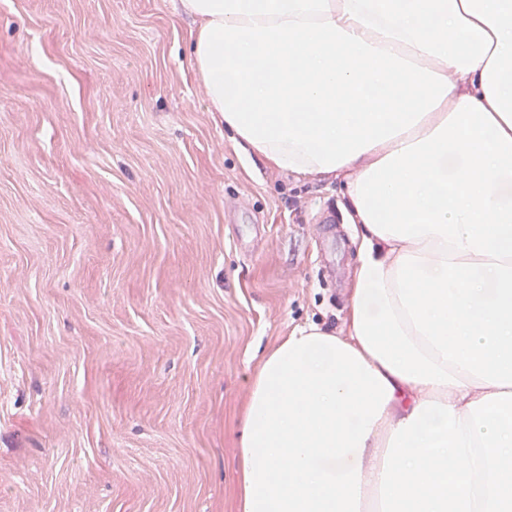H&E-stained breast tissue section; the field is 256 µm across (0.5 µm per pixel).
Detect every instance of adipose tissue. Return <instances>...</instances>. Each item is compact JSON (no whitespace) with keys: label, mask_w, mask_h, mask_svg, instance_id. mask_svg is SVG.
<instances>
[{"label":"adipose tissue","mask_w":512,"mask_h":512,"mask_svg":"<svg viewBox=\"0 0 512 512\" xmlns=\"http://www.w3.org/2000/svg\"><path fill=\"white\" fill-rule=\"evenodd\" d=\"M247 156L339 180L344 326L259 360L236 512H512V0H180Z\"/></svg>","instance_id":"obj_1"}]
</instances>
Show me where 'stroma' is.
Instances as JSON below:
<instances>
[{"instance_id":"35a3bbf8","label":"stroma","mask_w":512,"mask_h":512,"mask_svg":"<svg viewBox=\"0 0 512 512\" xmlns=\"http://www.w3.org/2000/svg\"><path fill=\"white\" fill-rule=\"evenodd\" d=\"M179 0H0V512H236L278 339L341 329L335 184L207 112Z\"/></svg>"}]
</instances>
